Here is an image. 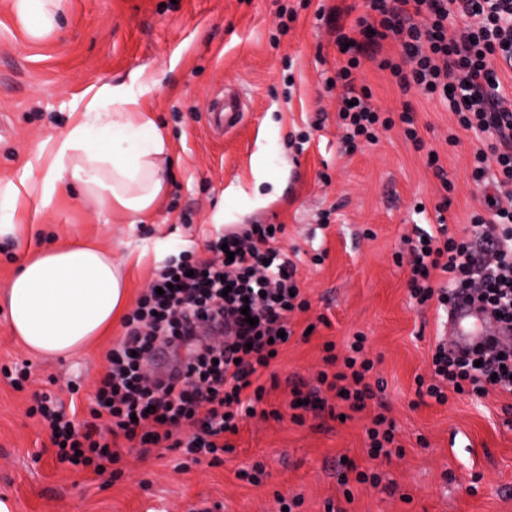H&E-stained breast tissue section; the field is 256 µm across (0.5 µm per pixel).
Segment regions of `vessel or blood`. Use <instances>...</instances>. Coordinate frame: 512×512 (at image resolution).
Returning <instances> with one entry per match:
<instances>
[{"label": "vessel or blood", "mask_w": 512, "mask_h": 512, "mask_svg": "<svg viewBox=\"0 0 512 512\" xmlns=\"http://www.w3.org/2000/svg\"><path fill=\"white\" fill-rule=\"evenodd\" d=\"M246 105L240 96L217 98L206 115L210 132L224 134L236 128L243 120ZM448 330L457 336L458 349L473 348L488 336L501 339L512 336V329L497 323L490 313L466 294H459L448 312Z\"/></svg>", "instance_id": "1"}]
</instances>
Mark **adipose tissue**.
<instances>
[{"label":"adipose tissue","mask_w":512,"mask_h":512,"mask_svg":"<svg viewBox=\"0 0 512 512\" xmlns=\"http://www.w3.org/2000/svg\"><path fill=\"white\" fill-rule=\"evenodd\" d=\"M68 0H13L27 35L54 34ZM169 143L138 97L125 86L87 89L67 129L39 147L40 177L22 174L0 186V236L14 234L28 201L48 204L60 186L77 184L85 200L130 221L150 215L166 190ZM128 300L123 262L92 244L39 250L13 277L7 295L11 329L34 353L76 352L111 329Z\"/></svg>","instance_id":"obj_1"}]
</instances>
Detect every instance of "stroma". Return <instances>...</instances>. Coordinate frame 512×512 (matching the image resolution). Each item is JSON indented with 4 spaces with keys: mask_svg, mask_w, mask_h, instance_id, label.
Wrapping results in <instances>:
<instances>
[{
    "mask_svg": "<svg viewBox=\"0 0 512 512\" xmlns=\"http://www.w3.org/2000/svg\"><path fill=\"white\" fill-rule=\"evenodd\" d=\"M11 3L0 0V185L26 171L40 175L41 143L65 130L71 106L89 87L104 83L131 85L168 138L171 163L166 196L134 226L85 202L75 185L48 206L26 207L21 234L0 238V295L27 253L93 241L113 259L133 258L134 299L166 256L260 222L285 225L282 247L300 257L310 307L288 314L292 336L261 379L264 407L280 418L243 420L220 461L205 457L185 471L181 451L120 448L121 476L109 483L59 463L48 428L27 409L34 393L74 381L76 419L88 420L105 353L122 337L120 322L82 352L38 356L14 338L0 302V367L27 362L32 372L19 390L0 374V501L11 512H209L217 503L221 512H278L279 497L297 496L296 512H512V399L494 390L452 393L443 404L419 397L417 380L429 377L437 340L451 346L456 338L446 315L410 299L409 264L396 260L408 255L417 229L437 220L451 235L472 233L470 214L495 187L471 177L474 134L460 129L446 106L403 93L368 60L357 84L383 111L411 108L423 145L407 142L397 125L381 131L376 144L345 152L336 124L343 89L327 88L325 80L345 60L336 28L359 37L366 0H69L59 30L41 41L22 30ZM284 4L298 17L281 36ZM140 69L150 82L132 83ZM224 89L245 97L250 116L217 138L204 113ZM313 123L310 142L298 145V132ZM432 152L452 192L428 166ZM318 252L326 258L317 266L311 258ZM357 332L375 362L367 380L379 387L377 399L350 412L331 397L326 408L293 421L292 384L317 391L323 343L335 342L342 355ZM381 411L396 424L403 457L368 456L365 431ZM257 463L264 467L259 482L243 478ZM367 469L380 484H351L344 497L337 472Z\"/></svg>",
    "mask_w": 512,
    "mask_h": 512,
    "instance_id": "35a3bbf8",
    "label": "stroma"
}]
</instances>
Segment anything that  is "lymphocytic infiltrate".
<instances>
[{
    "mask_svg": "<svg viewBox=\"0 0 512 512\" xmlns=\"http://www.w3.org/2000/svg\"><path fill=\"white\" fill-rule=\"evenodd\" d=\"M368 7L372 20L363 42L344 32L336 37L347 55L335 80L344 89L337 118L348 149L377 142L379 131L398 122L407 141L422 143L411 111L392 117L372 104L369 89L356 85L354 73L367 58L390 70L401 90L417 91L453 112L459 127L479 142L474 180H493L499 192L512 195V108L498 74L512 70V0H368ZM473 16L480 25H468ZM387 40L399 45L400 58L382 56ZM470 221L485 227L483 247L449 236L443 224L410 240L409 295L419 305L445 309L464 292L512 327V207L491 198ZM284 234L281 224H245L207 242L206 257L191 246L156 268L150 287L122 319L121 340L106 354L89 420L76 423L63 400L49 392L35 394L27 410L48 424L60 462L101 477L118 461L122 441L178 449L196 461L224 451L225 435L237 434L264 400L259 379L285 343L287 313L309 307L297 293L296 266L281 247ZM477 278L478 289L472 286ZM252 316L257 325H249ZM205 327L223 331V347L199 343ZM365 341L355 334L342 357L334 342L323 345L328 369L319 383L342 393L354 410L375 396ZM160 344L187 348L188 354L170 375L149 382L141 357ZM435 351L424 393L436 402H447L452 392L482 396L492 386L512 395V346L494 339L460 354L441 344ZM366 434L371 458L403 456L396 425L384 413L372 418Z\"/></svg>",
    "mask_w": 512,
    "mask_h": 512,
    "instance_id": "1",
    "label": "lymphocytic infiltrate"
}]
</instances>
